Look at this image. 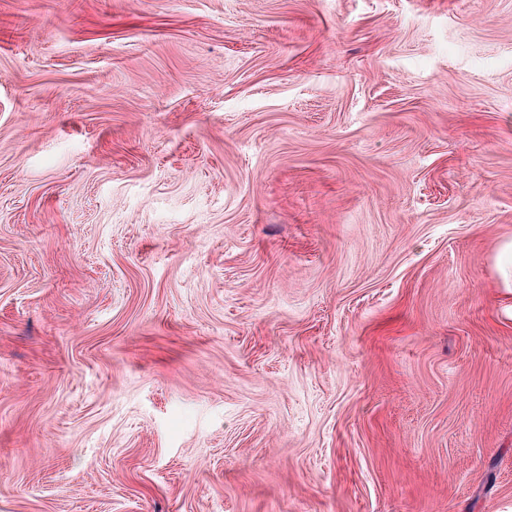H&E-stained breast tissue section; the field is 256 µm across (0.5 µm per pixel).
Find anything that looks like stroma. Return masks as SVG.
I'll return each instance as SVG.
<instances>
[{
    "label": "stroma",
    "instance_id": "stroma-1",
    "mask_svg": "<svg viewBox=\"0 0 512 512\" xmlns=\"http://www.w3.org/2000/svg\"><path fill=\"white\" fill-rule=\"evenodd\" d=\"M512 0H0V512H512Z\"/></svg>",
    "mask_w": 512,
    "mask_h": 512
}]
</instances>
